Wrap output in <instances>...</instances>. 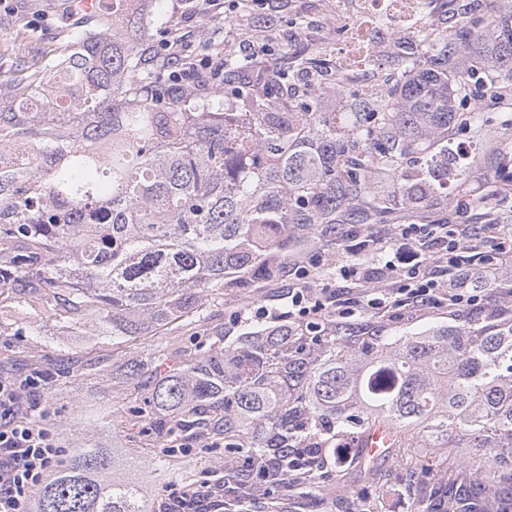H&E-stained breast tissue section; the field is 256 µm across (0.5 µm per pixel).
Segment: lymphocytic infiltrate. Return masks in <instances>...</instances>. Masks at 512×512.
Listing matches in <instances>:
<instances>
[{"label":"lymphocytic infiltrate","mask_w":512,"mask_h":512,"mask_svg":"<svg viewBox=\"0 0 512 512\" xmlns=\"http://www.w3.org/2000/svg\"><path fill=\"white\" fill-rule=\"evenodd\" d=\"M182 40L166 39L160 54L174 64V84L183 81L205 86L224 74L222 63L191 59L181 52ZM482 237L471 224H401L397 227L393 255L384 266L367 270L362 252L376 248L379 238L368 235L347 249L337 275L362 287L370 295L369 306L377 320L406 307L423 310L447 299L449 306L483 312L487 298L477 282L512 260V236L488 234V250L468 255L465 244ZM296 324L331 331L334 318L354 316L352 301L322 289L315 294L288 293ZM44 379L31 374L22 379L0 377V512H31L37 489L63 457L56 431L32 420L34 396Z\"/></svg>","instance_id":"obj_1"}]
</instances>
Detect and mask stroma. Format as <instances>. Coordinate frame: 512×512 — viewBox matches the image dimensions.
I'll return each instance as SVG.
<instances>
[{"mask_svg":"<svg viewBox=\"0 0 512 512\" xmlns=\"http://www.w3.org/2000/svg\"><path fill=\"white\" fill-rule=\"evenodd\" d=\"M335 0H269L266 7L240 12L232 0L209 5L208 0H147L149 23L143 46L154 52L171 31L184 33L186 54L213 56L214 46L240 51L248 45L247 31L275 29L277 39L263 48L264 60L279 55L284 45L300 48L335 41L331 24ZM78 19L74 0H11L0 8V79L16 75L19 64L39 58L44 52L62 47L69 29ZM461 111L483 113L485 122L476 132L450 127L452 144L483 152L495 145L501 130L500 109L477 86H470ZM319 269L307 278L277 276L269 279L247 277L234 286L215 291L211 298L214 321L224 326L227 341L267 327L257 308L287 310L290 288H316L327 278L328 269L344 255L339 241L318 240ZM447 302L419 311L402 309L383 322L384 336L412 334L429 327L454 324ZM213 347L209 331L168 327L153 336L112 341L95 321H88L79 334L64 332L53 321L41 322L38 335H30L24 321L0 324V376H12L39 369L48 382L37 395L36 420L53 427L62 448L77 445L122 448L137 457L138 477L154 501L155 512H165L169 487L218 486L225 471L248 464L244 451L228 448L222 437L204 434L196 438L191 451L158 466L159 442L148 427L147 418H136L142 408L143 389L114 374L116 365L130 360H153L176 351L201 356ZM80 386L84 401L75 404L72 386ZM224 460L223 470H214V457ZM465 465L478 473V453L449 458L444 448H417L411 462H399L391 454L370 460V471L359 477L345 463L327 457L321 473L307 481L288 479L262 488L254 483L241 486L228 500V512H422L418 501L421 486L447 480L449 465Z\"/></svg>","mask_w":512,"mask_h":512,"instance_id":"obj_1","label":"stroma"}]
</instances>
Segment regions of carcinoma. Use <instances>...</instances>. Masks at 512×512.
<instances>
[{
    "label": "carcinoma",
    "instance_id": "cac0c4a2",
    "mask_svg": "<svg viewBox=\"0 0 512 512\" xmlns=\"http://www.w3.org/2000/svg\"><path fill=\"white\" fill-rule=\"evenodd\" d=\"M142 0H112L81 21L64 52L41 56L20 80L0 83V296L79 331L94 319L124 340L179 323L212 292L253 273L279 274L288 244L336 236L340 224H372L393 213L421 221L435 206H466L484 225L498 212L468 190L476 161L443 133L480 127L458 95L478 71L490 88L512 87V0L470 16L446 37L402 48L381 94L354 98L350 112H321L324 94L354 78L329 73L321 51L284 48L281 61L224 53L227 91L202 98L176 91L163 62L142 49ZM497 181L512 154V113H503ZM17 153L24 165L4 163ZM421 162L416 176L402 167ZM455 171L456 191L443 177ZM161 369L117 366L149 379L159 460L199 434L252 449L247 476H311L336 447L377 425L393 429L401 459L425 446L486 451L483 478L448 468V512L512 509V317L486 314L391 341L371 338L348 357L336 335L325 357L308 328L286 322ZM121 448L78 446L46 478L32 512H150Z\"/></svg>",
    "mask_w": 512,
    "mask_h": 512
}]
</instances>
